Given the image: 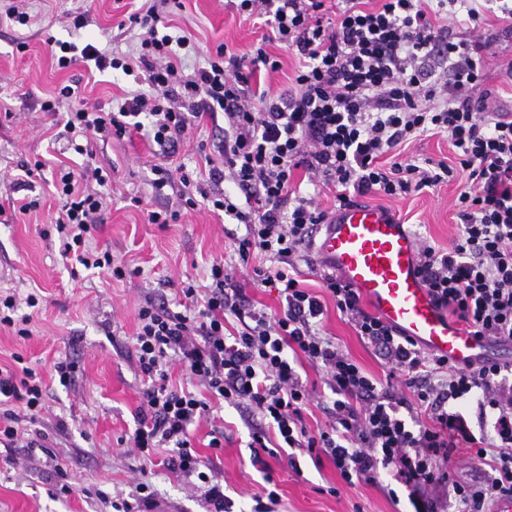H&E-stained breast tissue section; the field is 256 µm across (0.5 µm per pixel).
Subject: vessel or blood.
<instances>
[{
  "instance_id": "b4317fda",
  "label": "vessel or blood",
  "mask_w": 512,
  "mask_h": 512,
  "mask_svg": "<svg viewBox=\"0 0 512 512\" xmlns=\"http://www.w3.org/2000/svg\"><path fill=\"white\" fill-rule=\"evenodd\" d=\"M314 247L379 318L431 353L459 367L487 355V340L437 308L418 273L419 242L395 215L368 204L343 206Z\"/></svg>"
}]
</instances>
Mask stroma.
<instances>
[{"label":"stroma","instance_id":"stroma-1","mask_svg":"<svg viewBox=\"0 0 512 512\" xmlns=\"http://www.w3.org/2000/svg\"><path fill=\"white\" fill-rule=\"evenodd\" d=\"M23 4L33 21L20 26L6 20L7 10ZM157 5L170 32L184 35L195 45L183 56L185 73L204 66L218 46L243 54L260 46L278 70L264 69L251 79L253 87L275 96L291 88L299 65L295 53L276 41H267L263 19L240 14L233 0H0V296H15L19 315L29 316V338L0 327V369L21 373L34 369L48 388L44 409L29 425L48 433L47 447L38 460L27 463L22 450L0 446V512H113L94 490L114 498H130L136 483L148 480L155 491L156 512H206L203 497L179 478L154 468L141 475V459L125 453L118 440L135 428L143 386L135 370L132 338L138 310L149 289L165 283L170 308H177L183 284L202 281L212 260L230 258L231 234L245 227L200 205L182 211L170 224H153L148 213L174 200L171 188L156 189L154 166L184 168L193 179L207 177L200 144H215L222 137V116H203L180 143L175 154L162 155L144 134L123 140H100L94 146L93 166L110 171L112 203L102 216L93 244L110 250L115 261L136 269L122 280L95 270L72 277L62 258L53 221L61 207L52 182L62 167L81 172L84 159L68 147L62 115L80 105L110 111L142 89L144 74L108 70L78 62L58 68L50 40L93 44L98 49L135 57L140 31L128 17L140 7ZM479 11L476 27L486 42L483 85L493 93L496 109L512 113V23L501 13ZM86 12L84 27L74 25ZM72 86L76 94L61 101L57 112L43 111L45 100L59 88ZM44 168L24 184H16L24 167L36 161ZM465 186L457 178L406 196H363V203L401 218L410 231L430 245L445 249L458 233L454 201ZM38 199L37 209L21 212L24 198ZM304 286L320 296L325 314L322 329L370 376L385 379L387 362L368 347L353 326L327 297L314 272L303 275ZM36 307H28L27 296ZM74 358L79 378L60 385L52 375L55 359ZM223 420L224 445H209L212 421L192 426L194 449L202 460L224 477V494L231 512H252L253 497L266 482L251 462L246 415L243 410H218ZM54 460L67 469L72 492L48 474L45 462ZM279 502L274 512H410L408 500L393 502L385 491L388 476L378 482L345 483L327 459L313 463L299 457L290 465L287 456L267 458Z\"/></svg>","mask_w":512,"mask_h":512}]
</instances>
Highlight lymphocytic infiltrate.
I'll return each instance as SVG.
<instances>
[{
    "instance_id": "obj_1",
    "label": "lymphocytic infiltrate",
    "mask_w": 512,
    "mask_h": 512,
    "mask_svg": "<svg viewBox=\"0 0 512 512\" xmlns=\"http://www.w3.org/2000/svg\"><path fill=\"white\" fill-rule=\"evenodd\" d=\"M326 2L239 0L240 11L264 16L274 38L303 60L293 88L276 97L250 83L252 73L270 64L261 48L231 56L217 49L207 66L183 75L178 52L190 40L165 32L153 6L129 17L145 31L136 62L91 44L57 45L62 69L82 58L103 72L136 65L145 73L146 90L116 110L86 106L66 113L69 146L77 154L91 155L94 139L120 140L132 130L172 151L202 115L223 114L224 137L214 147L220 163L207 184L185 171L155 168L156 187L177 186V206L149 212L148 219L169 223L201 201L224 212L245 227L234 240L239 267L283 301L275 315L257 307L236 269L218 260L205 287H182L181 310L146 300L133 339L143 402L127 446L147 463L166 450L163 466L200 490L209 512H228L223 483L190 438L214 398L247 410L253 452L275 458L291 449L315 461L326 458L348 483L391 474L412 512H491L501 497L512 496V362L486 358L451 366L365 311L338 274H323L337 310L391 368L383 382L364 372L323 333V304L301 285L313 232L329 214L299 194L293 178L295 169H304L311 183L334 186L344 206L355 197L419 192L465 174L455 202L459 232L448 249L421 245L418 270L439 308L475 335L512 345V117L474 98L486 45L459 29L462 20L477 19L469 0H383L375 10L363 9L362 0H336L332 8ZM427 132L447 134L456 166L398 154L399 146ZM88 179L97 190L82 188ZM107 181L98 167L61 174L54 224L63 257L122 279L127 272L111 252L89 244L108 207L101 191ZM227 181L242 201L225 193ZM231 317L238 322L232 333L226 328ZM176 364L206 396L170 385ZM305 365L321 372L325 392L303 381ZM46 394L31 368L18 376L0 373V444L34 451L39 441L20 422L43 410ZM471 397L481 436L459 408ZM17 401L24 412L14 410ZM313 402L327 418L315 433L303 422ZM461 443L485 464L476 481L455 479L448 469Z\"/></svg>"
}]
</instances>
